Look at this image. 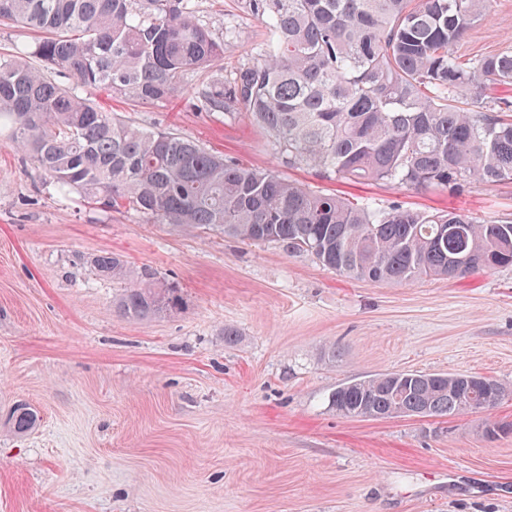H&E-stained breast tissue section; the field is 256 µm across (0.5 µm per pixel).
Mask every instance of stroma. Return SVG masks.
<instances>
[{
  "mask_svg": "<svg viewBox=\"0 0 512 512\" xmlns=\"http://www.w3.org/2000/svg\"><path fill=\"white\" fill-rule=\"evenodd\" d=\"M232 68L266 27L247 0H192ZM512 51V0H493L454 51ZM175 100L133 106L86 89L134 127L164 130L325 193L387 211L462 208L512 220V182L463 194L349 183L278 166L247 121ZM104 252L176 288L175 308L116 313ZM234 328V342L224 340ZM475 373L512 388V268L402 285L305 256L91 204L0 133V512H512V397L491 412L346 418L341 383L386 371ZM39 415L16 438L15 404Z\"/></svg>",
  "mask_w": 512,
  "mask_h": 512,
  "instance_id": "1",
  "label": "stroma"
}]
</instances>
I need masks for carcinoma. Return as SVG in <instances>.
I'll return each mask as SVG.
<instances>
[{
    "mask_svg": "<svg viewBox=\"0 0 512 512\" xmlns=\"http://www.w3.org/2000/svg\"><path fill=\"white\" fill-rule=\"evenodd\" d=\"M270 38L196 92L202 112L243 118L278 164L325 178L463 192L512 180V52L454 54L491 0H248ZM0 20L36 33L0 55V130L42 174L85 198L186 230L305 255L349 278L403 284L464 279L512 266V221L460 210L379 211L218 156L195 141L135 128L91 99L131 103L182 93L184 77L219 66L224 41L190 0H0ZM63 73L73 80L54 79ZM121 279L128 261L94 260ZM143 268L116 303L128 319L176 307ZM512 394L485 376L381 373L328 396L344 417L448 416L487 410ZM39 416L14 406L8 425L29 434Z\"/></svg>",
    "mask_w": 512,
    "mask_h": 512,
    "instance_id": "carcinoma-1",
    "label": "carcinoma"
}]
</instances>
